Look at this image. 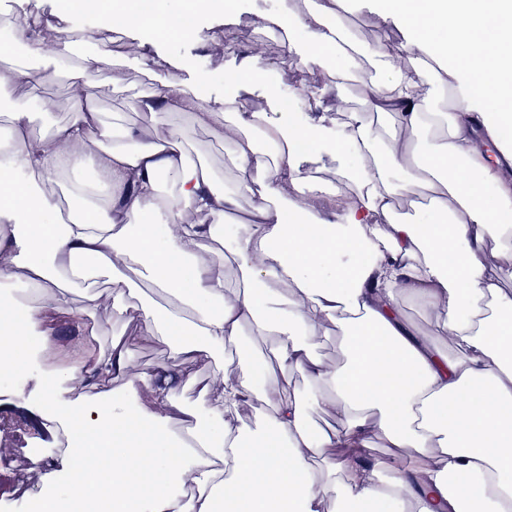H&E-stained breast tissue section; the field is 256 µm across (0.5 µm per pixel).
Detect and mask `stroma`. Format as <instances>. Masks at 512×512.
Wrapping results in <instances>:
<instances>
[{
	"label": "stroma",
	"instance_id": "stroma-1",
	"mask_svg": "<svg viewBox=\"0 0 512 512\" xmlns=\"http://www.w3.org/2000/svg\"><path fill=\"white\" fill-rule=\"evenodd\" d=\"M40 2L41 18L51 24L79 31L83 37L82 49L92 50L105 42L111 46L115 63L95 79L94 105L102 113L104 121L117 130L130 127L146 132L167 124L178 127L186 139L190 158L208 167L216 181L228 191L235 190L237 181L236 171L225 157L223 126L200 127L183 115L162 110L150 112L142 108V100L158 89L188 84L197 76L204 79L202 90L205 96L223 97L225 68L249 56L250 44L255 40L266 43L269 66L262 76L261 85L241 90L246 109L266 108L264 88L277 90L280 98L285 99L297 86H305L311 91L326 80L321 67L306 63L303 52L287 50L277 33L260 27V16L271 11L275 0H238L235 19L229 24L224 21V11L213 10L201 14L198 27L203 33L202 38L187 36L169 41L157 38L152 26L139 24L123 28L121 35L108 38L104 36L98 20L83 12L78 0ZM380 8V0H348L347 9L338 20L360 48L359 54L345 62L346 67L358 72L359 77L349 82L344 90V98L351 104L350 109L341 114L328 111V121L346 123L351 118L364 116L363 84L378 78L377 70L364 54L365 49L382 38L396 44L404 40L402 30L382 23L378 15ZM126 37L137 40L145 50L164 57V66L154 76H147L134 55L124 50L122 40ZM236 232V227L224 228L218 244H206L195 254L197 263L223 276L225 284L230 287L238 283L239 273L231 262L226 261L225 255ZM44 328L52 336L54 347L43 348L40 338H33L30 351L19 354L16 389L0 391V407L8 409L0 420L12 430L6 442L11 453L7 458H0V480L10 481L15 471L19 470L26 481V490L19 496L0 489V512H33L34 499L42 485L38 471L26 463L27 448L35 439L45 446L56 443L54 436L38 435L23 420L24 415H36L43 401L41 379L59 364L58 351L66 346L73 331L72 324L56 314L49 315ZM82 328L86 336L95 337L105 348L109 347L113 337L124 336L130 359L139 363L143 371L150 372L170 362L163 341L157 338L142 339L138 334L136 318L120 314L112 307L96 310L85 318Z\"/></svg>",
	"mask_w": 512,
	"mask_h": 512
}]
</instances>
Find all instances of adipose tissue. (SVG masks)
I'll return each instance as SVG.
<instances>
[{"instance_id":"ef3b65f1","label":"adipose tissue","mask_w":512,"mask_h":512,"mask_svg":"<svg viewBox=\"0 0 512 512\" xmlns=\"http://www.w3.org/2000/svg\"><path fill=\"white\" fill-rule=\"evenodd\" d=\"M206 0H153L151 21L166 37L181 36L189 8ZM346 0H308L305 11L263 15V28L301 31L306 57L330 80L321 97L338 95L348 75L336 65L344 49L335 26ZM384 23L406 26L403 45L369 50L380 81L367 92L369 111L388 118L393 134L374 151L361 121L330 127L317 117L295 123L268 90V110L246 112L239 91L258 84L268 62L249 56L225 73L224 98L210 102L198 85L162 89L146 109L188 116L201 127L224 121L232 130L227 157L237 188L253 203L238 214L235 193L190 161L173 126L113 134L93 105L96 76L112 63L103 45L74 54L70 35L45 52L41 24L15 15L10 32L23 44L24 68L0 71V92L24 87L33 71L53 77L75 57L68 77L71 118L33 137V113L8 114L0 150V336L13 355L42 325L46 309L73 322L101 304L80 290L75 263L92 261L108 277L113 308L137 312L144 337L166 341L171 366L129 377L120 340L103 350L84 342L43 382L44 418L73 444L60 468L76 472L64 496L35 498L34 512L105 500L106 512H512V179L500 153H512V0H382ZM410 66L402 68L401 55ZM454 89L451 112L433 108ZM322 153H353L360 168L338 175L354 186L335 197L301 174L297 140ZM174 193L162 195L160 174ZM69 176L71 208L61 214L45 184ZM428 191L415 221L395 218V195ZM205 215L206 223L190 222ZM236 223L231 245L240 285L192 258L223 226ZM167 293L164 318L130 279ZM21 283L35 300L17 304ZM415 299L433 318L434 337L404 320ZM268 340L276 369L249 368L224 377L223 389L201 384L207 415L172 398L177 383L196 380L202 359L223 358L244 331ZM335 331L340 365L318 355ZM301 372L304 392L283 395L279 374ZM126 375V374H125ZM82 386L79 405L67 392ZM152 405L140 403L139 387ZM268 412L251 428L230 419L254 398ZM335 409L338 424L307 422L309 407ZM407 452L403 469L375 459L377 447ZM348 449L336 462L332 451ZM179 465H172L173 455Z\"/></svg>"}]
</instances>
